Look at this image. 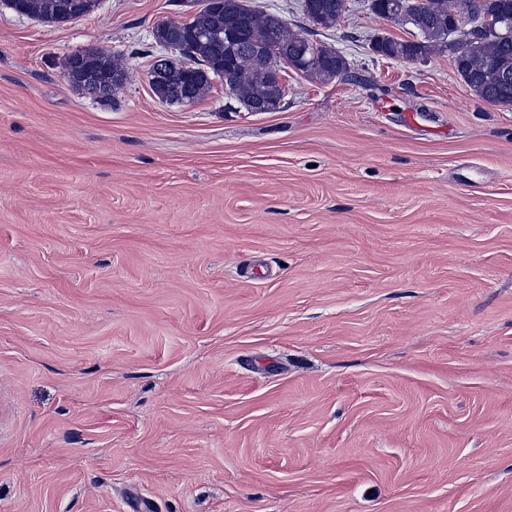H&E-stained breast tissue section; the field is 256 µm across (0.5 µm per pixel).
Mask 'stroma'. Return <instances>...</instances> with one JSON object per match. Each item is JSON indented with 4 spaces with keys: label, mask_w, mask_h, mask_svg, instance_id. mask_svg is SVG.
<instances>
[{
    "label": "stroma",
    "mask_w": 512,
    "mask_h": 512,
    "mask_svg": "<svg viewBox=\"0 0 512 512\" xmlns=\"http://www.w3.org/2000/svg\"><path fill=\"white\" fill-rule=\"evenodd\" d=\"M202 0H193L192 6ZM277 112L149 71L174 0H0V512H512V106L347 0ZM124 55L115 100L68 84ZM68 56L64 63V75L74 83L82 86H91L98 83L99 70L102 64L104 51L98 48L85 50L77 55ZM75 70L66 75V71L72 69L76 63Z\"/></svg>",
    "instance_id": "stroma-1"
}]
</instances>
